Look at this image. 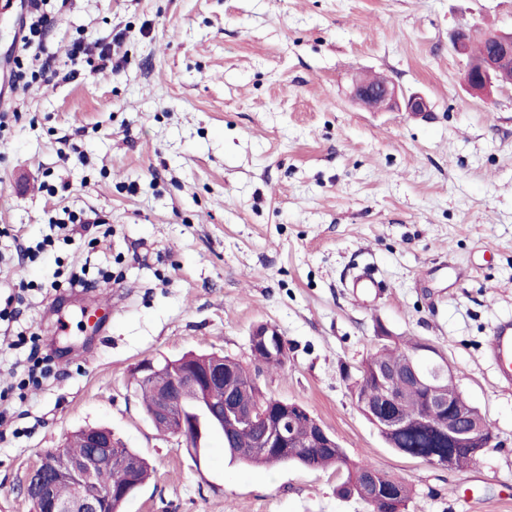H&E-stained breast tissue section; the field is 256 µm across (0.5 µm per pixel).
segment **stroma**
Instances as JSON below:
<instances>
[{
  "label": "stroma",
  "instance_id": "obj_1",
  "mask_svg": "<svg viewBox=\"0 0 512 512\" xmlns=\"http://www.w3.org/2000/svg\"><path fill=\"white\" fill-rule=\"evenodd\" d=\"M46 13L0 120V300L53 372L0 426V512H30V467L89 425L153 469L123 512H367L337 495L334 470L248 467L218 437L194 457L147 419L141 363L251 364L260 323L288 360L260 369L259 388L403 480L404 512H512V386L483 354L512 318V86L472 94L452 46L460 29L512 30V0H49ZM80 39L111 46V67L72 73ZM363 74L424 95L429 117L357 106ZM67 210L111 236L13 265L17 240L36 244ZM87 260L113 278L49 290ZM365 266L378 298L347 286ZM382 330L432 345L489 425L467 467L395 452L358 410L357 368Z\"/></svg>",
  "mask_w": 512,
  "mask_h": 512
}]
</instances>
